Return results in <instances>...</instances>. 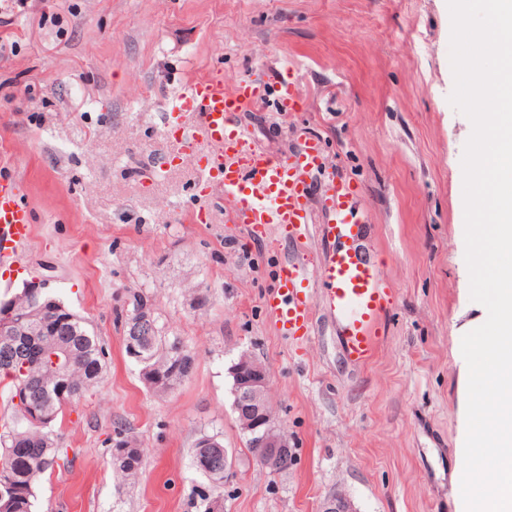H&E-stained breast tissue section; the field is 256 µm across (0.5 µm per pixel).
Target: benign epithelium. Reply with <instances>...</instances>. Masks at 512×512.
<instances>
[{"instance_id":"1","label":"benign epithelium","mask_w":512,"mask_h":512,"mask_svg":"<svg viewBox=\"0 0 512 512\" xmlns=\"http://www.w3.org/2000/svg\"><path fill=\"white\" fill-rule=\"evenodd\" d=\"M0 309L5 311V314L0 316V361L9 363L14 360L15 352L24 351L22 337L31 336L33 332L24 328L22 321L15 317V314L19 313L17 294L0 299ZM154 330L153 308L145 306L138 309L129 321L127 330L130 357L137 356L138 348L135 341L152 335ZM230 374L234 382L233 406L236 419L256 459L274 461L286 456L290 448L276 424L265 366L246 352L230 367ZM219 447L221 444L214 436L199 439L198 462L210 468L218 456H223L224 476L227 477L232 471L233 460L228 450L217 451ZM319 512H357V509L349 497L338 492L323 501Z\"/></svg>"}]
</instances>
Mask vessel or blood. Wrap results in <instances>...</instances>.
Wrapping results in <instances>:
<instances>
[{
  "label": "vessel or blood",
  "mask_w": 512,
  "mask_h": 512,
  "mask_svg": "<svg viewBox=\"0 0 512 512\" xmlns=\"http://www.w3.org/2000/svg\"><path fill=\"white\" fill-rule=\"evenodd\" d=\"M263 98V87L252 79L228 89L222 79L202 77L182 87L173 111L164 117V127L176 149L207 145L203 171L206 177L219 178L234 223L261 226L270 237L305 239L315 232L322 240L334 241L315 279L307 278L301 261L283 263L264 308L278 334L304 341L312 334L313 308L322 304L338 324L347 357L357 364L368 363L384 337L392 291L380 272L348 246L366 222L358 206V189L352 181L332 175L322 196H315L313 177L321 168L318 139L307 140L296 154L283 157L252 145L237 117ZM187 112L193 113V123L184 122ZM23 195L14 177L0 174V279L5 281L26 270L24 255L32 225ZM316 202L327 211V223L315 224Z\"/></svg>",
  "instance_id": "b4317fda"
}]
</instances>
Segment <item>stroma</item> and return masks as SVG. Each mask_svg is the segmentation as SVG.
<instances>
[{
    "label": "stroma",
    "instance_id": "stroma-1",
    "mask_svg": "<svg viewBox=\"0 0 512 512\" xmlns=\"http://www.w3.org/2000/svg\"><path fill=\"white\" fill-rule=\"evenodd\" d=\"M450 34L447 0H34L0 25V173L26 187L27 275L93 324L107 363L64 410L68 462L43 476L37 512H204V435L234 457L224 512H319L339 491L358 512H465L461 340L487 310L469 293L472 123L448 101ZM207 75L264 86L239 118L256 146L286 156L317 137L324 171L358 184L367 222L351 247L394 293L368 364L346 357L323 309L304 342L265 312L280 265L300 250L318 263L327 243L270 239L225 204L199 220L200 151L152 164L170 148L169 99ZM287 81L293 112L279 102ZM134 291L195 357L162 397L125 354L119 315ZM244 352L267 368L287 469L259 467L238 428L229 368ZM126 436L143 451L136 483L108 465Z\"/></svg>",
    "mask_w": 512,
    "mask_h": 512
}]
</instances>
